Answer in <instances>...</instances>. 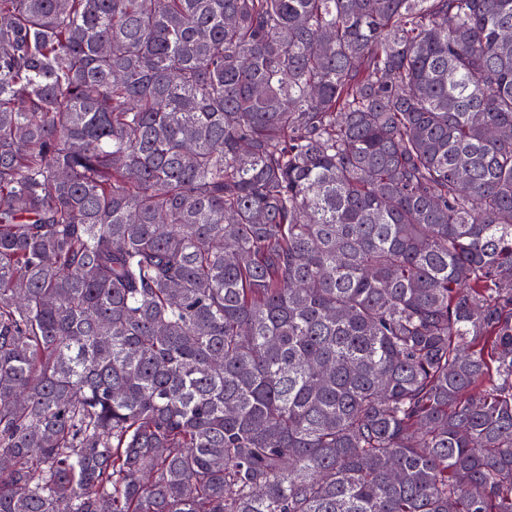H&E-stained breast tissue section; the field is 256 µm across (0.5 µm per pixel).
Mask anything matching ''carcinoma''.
Returning a JSON list of instances; mask_svg holds the SVG:
<instances>
[{
  "instance_id": "obj_1",
  "label": "carcinoma",
  "mask_w": 512,
  "mask_h": 512,
  "mask_svg": "<svg viewBox=\"0 0 512 512\" xmlns=\"http://www.w3.org/2000/svg\"><path fill=\"white\" fill-rule=\"evenodd\" d=\"M0 512H512V0H0Z\"/></svg>"
}]
</instances>
